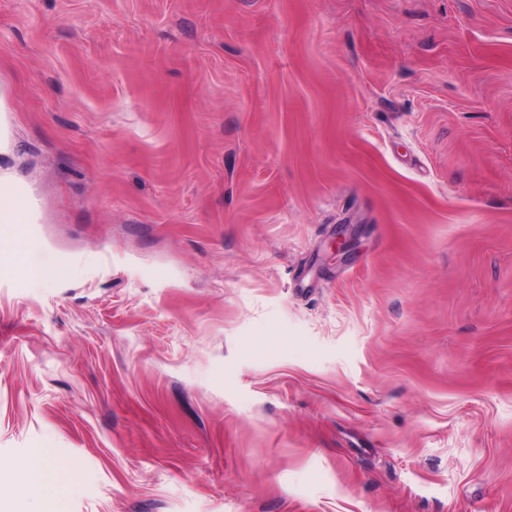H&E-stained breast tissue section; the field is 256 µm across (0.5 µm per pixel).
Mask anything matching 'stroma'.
Instances as JSON below:
<instances>
[{"instance_id": "35a3bbf8", "label": "stroma", "mask_w": 512, "mask_h": 512, "mask_svg": "<svg viewBox=\"0 0 512 512\" xmlns=\"http://www.w3.org/2000/svg\"><path fill=\"white\" fill-rule=\"evenodd\" d=\"M0 86V512L45 446L65 512H512V0H0ZM14 182L0 177V224L1 227H12L14 224H25L29 222V211L31 206L24 205L28 199L24 192L16 189L15 193L23 203H20L13 195Z\"/></svg>"}]
</instances>
